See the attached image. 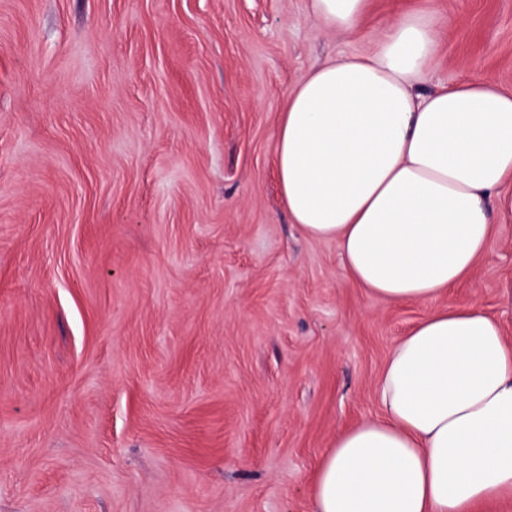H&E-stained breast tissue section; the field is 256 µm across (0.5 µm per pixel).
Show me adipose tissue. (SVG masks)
Returning <instances> with one entry per match:
<instances>
[{
    "label": "adipose tissue",
    "instance_id": "obj_1",
    "mask_svg": "<svg viewBox=\"0 0 512 512\" xmlns=\"http://www.w3.org/2000/svg\"><path fill=\"white\" fill-rule=\"evenodd\" d=\"M370 0H309L351 38ZM437 19L408 12L372 50L289 92L275 173L294 224L335 240L347 278L396 303L467 278L492 240L488 202L512 186V94L491 81L430 92ZM379 413L339 430L310 483L312 512H482L512 502V343L479 306L443 308L391 349Z\"/></svg>",
    "mask_w": 512,
    "mask_h": 512
}]
</instances>
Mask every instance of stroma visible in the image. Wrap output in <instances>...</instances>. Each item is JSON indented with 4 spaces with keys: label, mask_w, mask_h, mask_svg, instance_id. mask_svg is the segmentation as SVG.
Masks as SVG:
<instances>
[{
    "label": "stroma",
    "mask_w": 512,
    "mask_h": 512,
    "mask_svg": "<svg viewBox=\"0 0 512 512\" xmlns=\"http://www.w3.org/2000/svg\"><path fill=\"white\" fill-rule=\"evenodd\" d=\"M434 12L422 90L512 93V0H372L343 40L308 0H0V512H311L395 343L478 304L512 340V208L428 303L348 282L275 175L289 90Z\"/></svg>",
    "instance_id": "obj_1"
}]
</instances>
